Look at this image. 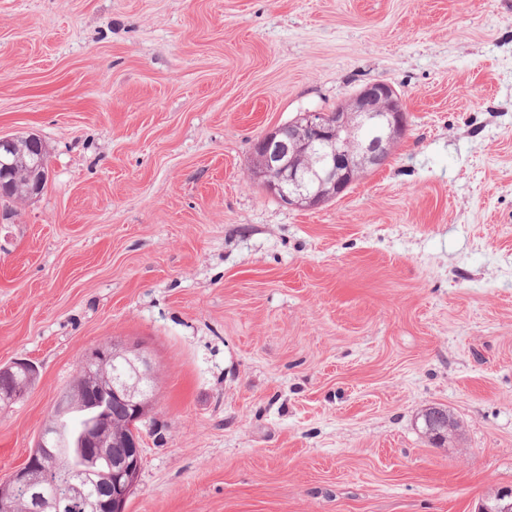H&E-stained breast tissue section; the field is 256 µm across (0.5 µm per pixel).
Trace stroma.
Segmentation results:
<instances>
[{"label":"stroma","mask_w":512,"mask_h":512,"mask_svg":"<svg viewBox=\"0 0 512 512\" xmlns=\"http://www.w3.org/2000/svg\"><path fill=\"white\" fill-rule=\"evenodd\" d=\"M408 130L313 210L254 142L369 83ZM0 481L86 349L156 366L126 512H476L512 490V0H0ZM458 427L432 443L420 416ZM45 155L47 153L44 149ZM42 154V160L39 161L35 166L30 168L28 177H27V191L30 198L40 194L43 190V187L46 185L49 179V164L46 160L45 155Z\"/></svg>","instance_id":"1"}]
</instances>
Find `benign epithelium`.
Masks as SVG:
<instances>
[{"instance_id": "benign-epithelium-1", "label": "benign epithelium", "mask_w": 512, "mask_h": 512, "mask_svg": "<svg viewBox=\"0 0 512 512\" xmlns=\"http://www.w3.org/2000/svg\"><path fill=\"white\" fill-rule=\"evenodd\" d=\"M407 132V113L395 89L386 82L363 86L352 100L334 112H303L293 121L261 136L253 146L259 163V176L267 177L266 189L284 204L301 209H316L342 194L367 172L380 167L394 146ZM17 138L0 136V173L7 174L12 164L5 161L14 151ZM49 179L47 160L30 168L28 195L40 194ZM82 385L96 391L98 408L112 397L125 398L132 407L131 418L122 428H115L100 413L84 422L74 444L59 436L49 425L41 431L37 447H73L82 455L83 464L70 473L73 494L78 495L90 482L107 484L110 498L106 512H126L127 500L139 477L143 461V440L136 423L144 417L152 398L143 384L155 377V364L138 344L109 342L86 350L80 362ZM29 378L0 391V399L15 402L25 396ZM85 408L80 390L62 392L53 408L59 416ZM129 438L133 455L116 461L106 470L100 467L103 448L115 434ZM38 452L0 483V509L16 512L23 497L44 483L47 475L37 463Z\"/></svg>"}]
</instances>
